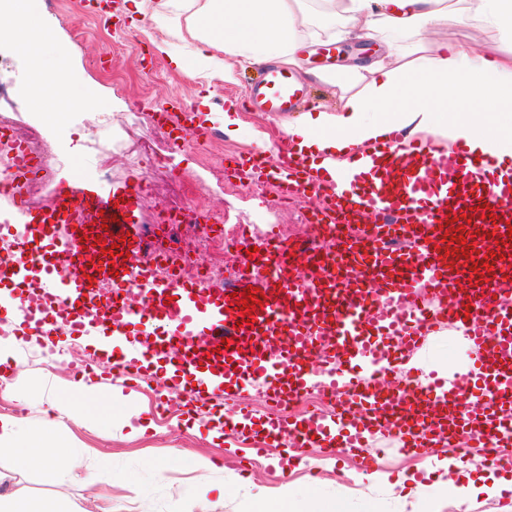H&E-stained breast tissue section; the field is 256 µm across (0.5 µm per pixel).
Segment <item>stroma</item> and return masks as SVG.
Here are the masks:
<instances>
[{"mask_svg":"<svg viewBox=\"0 0 512 512\" xmlns=\"http://www.w3.org/2000/svg\"><path fill=\"white\" fill-rule=\"evenodd\" d=\"M61 2L63 17L47 12L43 19L56 41L67 48L70 75L92 89L94 101L46 116L27 92L34 76L28 55L11 51L0 54V89L15 106L14 119L22 125L39 126L62 162L54 170L52 185L41 189L45 200L53 199L57 187L81 183L108 195L115 187L135 182V175L118 167L101 172L85 143L93 137L103 142L124 137L129 113L144 111L146 103L171 95L198 108L205 123L216 128L220 147L216 163L261 150L268 142L279 145L285 139L282 118L245 109L237 112L241 121L237 132L223 130L225 103L239 102L245 85L256 75V66L238 69L234 81L228 83L217 78L207 82L195 72L175 71L167 55L155 53L158 42L167 43L170 53L191 50L189 33L178 36L173 32L174 26L187 21L182 6L145 0L142 12L133 13L126 11L124 0H114L124 21L109 26L90 0ZM301 8L308 18L303 32L314 36L320 46L314 65L340 67L367 61L368 40L333 37L321 0H303ZM104 58L124 73V81L104 79L100 65ZM101 111L111 114L110 126H94V115ZM136 135L146 146L164 150L180 179L179 184L162 183L154 192L143 193L142 222H149L162 207L177 205L187 186L199 188L202 205L223 212L228 223H236L242 216L265 230L285 221L298 223L297 212H283L274 192L226 195L223 182L200 164L197 146L176 143L167 129L151 123L137 129ZM0 336L12 337V363L27 376L23 384L0 391V418L22 427L42 419H60L73 439L92 451L61 488L34 472L13 473L8 456H1L0 497L19 491L45 500L62 492L83 512H103L107 507L112 512H255L259 499L277 496L286 485L292 492L290 512H312L316 504L336 501L343 512H424L412 482L420 463L400 452L396 436L367 438L364 450L377 460L376 469L369 474L356 470L352 453L326 460L316 448L305 450L303 464L286 465L288 445L284 442L273 445L245 474L235 441L221 435L213 414L176 407L165 415H155L154 406L165 389L162 372H155L153 380L134 393L121 381L110 379L108 363L89 356L84 370L90 376L103 377L101 389L109 398L80 405L72 415L60 416L50 401L57 394L72 392L70 370L40 357L41 342L20 333L13 312L0 310ZM413 357L434 364L436 374L446 380L469 362L453 324L431 331ZM125 418L130 421L126 427L121 424ZM203 460L212 463V470L195 474L194 465Z\"/></svg>","mask_w":512,"mask_h":512,"instance_id":"35a3bbf8","label":"stroma"}]
</instances>
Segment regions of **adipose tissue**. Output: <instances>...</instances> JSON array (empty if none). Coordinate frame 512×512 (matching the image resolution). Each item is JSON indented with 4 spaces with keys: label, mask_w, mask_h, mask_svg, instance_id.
Masks as SVG:
<instances>
[{
    "label": "adipose tissue",
    "mask_w": 512,
    "mask_h": 512,
    "mask_svg": "<svg viewBox=\"0 0 512 512\" xmlns=\"http://www.w3.org/2000/svg\"><path fill=\"white\" fill-rule=\"evenodd\" d=\"M13 2L8 15L14 44L28 47L37 76L30 96L49 89L70 105L91 101V89L68 75L66 49L47 42L48 30L31 0ZM184 2L193 9L196 49L191 57L172 58L174 69L230 81L247 63L303 68L302 35L288 0ZM338 6L340 38H377L386 53L364 65L315 73V80L338 89L339 106L305 113L285 128L294 150L325 180H336L352 160L395 133L512 160V0H338ZM451 22L496 30L500 48L487 56L466 40L433 48L422 40L424 27ZM56 426L46 420L22 430L0 420V452L61 484L68 466L87 451L64 434H57L53 447H42L38 436Z\"/></svg>",
    "instance_id": "1"
}]
</instances>
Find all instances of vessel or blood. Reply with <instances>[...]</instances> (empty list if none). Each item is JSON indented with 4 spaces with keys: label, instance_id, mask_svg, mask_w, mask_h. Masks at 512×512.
I'll return each instance as SVG.
<instances>
[{
    "label": "vessel or blood",
    "instance_id": "1",
    "mask_svg": "<svg viewBox=\"0 0 512 512\" xmlns=\"http://www.w3.org/2000/svg\"><path fill=\"white\" fill-rule=\"evenodd\" d=\"M307 89L282 65L265 66L245 92L249 104L271 114L295 111ZM152 119L170 125L175 141L207 140L191 105L156 102ZM17 161L8 208L0 207V236L27 230L15 249L0 258V283L12 295L0 308L20 313L24 330L49 340L86 336L110 362L125 386L147 378L163 359L173 393L191 388L220 391L241 407L221 422L226 436L261 446L292 438L299 448H321L336 456L363 447L367 436L388 432L413 452L455 441L494 450L496 466H512L500 449L512 445V304L501 286L512 282V173L461 148L443 149L411 140L373 147L354 167L366 184L329 182L288 145L275 161L261 155L235 157L231 175L248 182H274L281 193L318 196L309 223L357 225L336 236L332 256L305 244L267 234L261 242L242 238L251 252L231 283L203 285L181 278L167 252L153 264L138 262L142 250L141 194L122 186L109 196L89 187H65L49 207L34 209L24 186L37 171L7 130ZM388 169H381L382 158ZM403 236V251L385 240ZM77 266L71 277L56 273L60 262ZM167 266L158 277L154 264ZM109 273L112 298L101 301L97 284ZM45 306L29 310V293ZM250 292L257 304L251 321L235 308V294ZM440 306H430L429 297ZM100 304L101 316L80 317ZM462 327L471 352L463 401L449 397L444 380L404 388L394 369L437 326ZM334 336V353L323 351V327ZM323 384L336 392L329 415L309 412L262 421L242 405L257 389L285 405Z\"/></svg>",
    "mask_w": 512,
    "mask_h": 512
}]
</instances>
